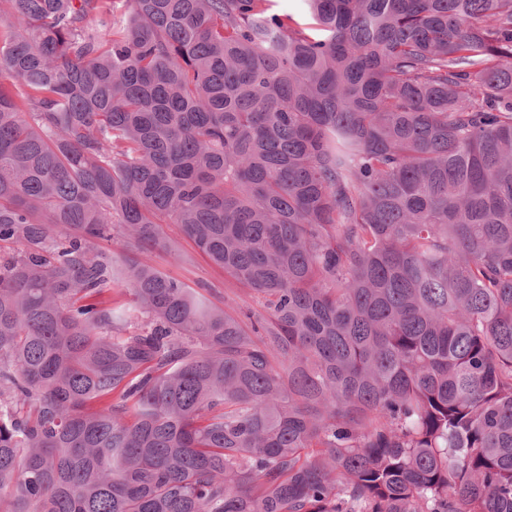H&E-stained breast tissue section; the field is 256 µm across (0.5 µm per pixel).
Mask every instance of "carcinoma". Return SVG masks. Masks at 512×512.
<instances>
[{"label": "carcinoma", "instance_id": "obj_1", "mask_svg": "<svg viewBox=\"0 0 512 512\" xmlns=\"http://www.w3.org/2000/svg\"><path fill=\"white\" fill-rule=\"evenodd\" d=\"M271 2L0 0V512H512V0ZM164 234L179 243L182 260L178 264H172L169 258L163 253H155L152 256L153 262L162 268L172 272L187 282L191 287L198 288V283L207 284L216 288L218 298L224 301V297H234L242 304L245 301L248 305L260 309L257 301L250 297L248 292L239 288L229 277L224 276V271L213 266L207 258L202 256L181 232L177 224L163 225Z\"/></svg>", "mask_w": 512, "mask_h": 512}]
</instances>
